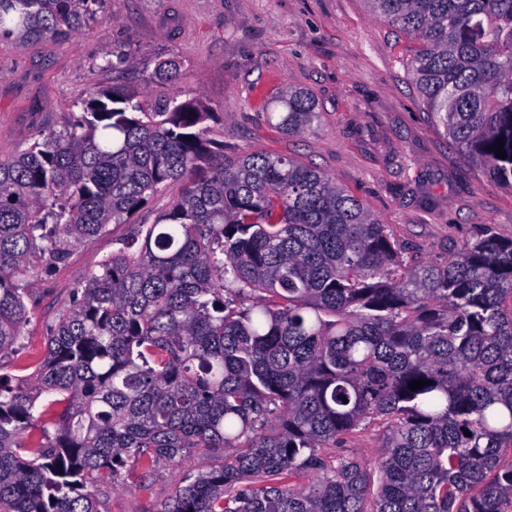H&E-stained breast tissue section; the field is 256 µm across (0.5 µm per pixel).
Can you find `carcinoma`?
Listing matches in <instances>:
<instances>
[{"label":"carcinoma","mask_w":512,"mask_h":512,"mask_svg":"<svg viewBox=\"0 0 512 512\" xmlns=\"http://www.w3.org/2000/svg\"><path fill=\"white\" fill-rule=\"evenodd\" d=\"M103 2L0 0V40L65 39ZM366 3L418 43L408 70L443 135L512 189V0ZM180 72L159 56L147 83ZM279 104L286 136L321 124L304 89ZM211 120L181 90L98 88L0 157V360L34 281L181 184L73 289L32 378L0 373V512H98L102 482L214 448L233 453L160 512H512V238L486 227L415 261L320 169L224 156ZM368 429L373 459L328 455ZM181 190L180 183L171 184L167 190L156 198L151 199L132 219L136 224L153 223L157 212L166 206V203L177 196Z\"/></svg>","instance_id":"obj_1"}]
</instances>
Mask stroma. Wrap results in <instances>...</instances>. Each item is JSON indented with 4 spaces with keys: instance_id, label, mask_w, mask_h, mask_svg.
<instances>
[{
    "instance_id": "obj_1",
    "label": "stroma",
    "mask_w": 512,
    "mask_h": 512,
    "mask_svg": "<svg viewBox=\"0 0 512 512\" xmlns=\"http://www.w3.org/2000/svg\"><path fill=\"white\" fill-rule=\"evenodd\" d=\"M115 46L131 48L133 64L106 68ZM413 47L363 0H107L99 19L67 40L0 41V155L36 131L62 129L90 90L159 96L145 77L157 56H174L181 89L209 106L225 153L267 151L317 166L390 224L411 255L444 262L483 228L512 238V189L490 182L444 138L411 80ZM290 86L318 100L317 131L288 137L268 123V102ZM180 190L171 184L132 223L110 225L33 285L24 347L0 365L5 373L33 372L59 303ZM213 459L191 451L150 480L101 483L99 510L158 512Z\"/></svg>"
}]
</instances>
